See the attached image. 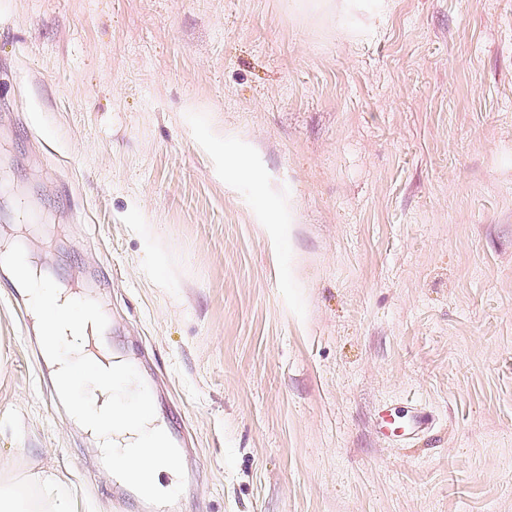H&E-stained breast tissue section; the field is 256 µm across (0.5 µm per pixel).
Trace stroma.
Wrapping results in <instances>:
<instances>
[{
    "label": "stroma",
    "mask_w": 512,
    "mask_h": 512,
    "mask_svg": "<svg viewBox=\"0 0 512 512\" xmlns=\"http://www.w3.org/2000/svg\"><path fill=\"white\" fill-rule=\"evenodd\" d=\"M391 4L0 0V240L104 305L176 512H512V0ZM11 282L0 458L114 512ZM336 4L342 25L359 36L367 32L372 20L387 12L390 0H336ZM224 170L227 172H234L236 174L245 175L251 181L264 184L266 176L263 170L253 165H249L244 156L241 154H225L224 156Z\"/></svg>",
    "instance_id": "35a3bbf8"
}]
</instances>
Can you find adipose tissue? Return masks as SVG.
<instances>
[{"instance_id": "obj_1", "label": "adipose tissue", "mask_w": 512, "mask_h": 512, "mask_svg": "<svg viewBox=\"0 0 512 512\" xmlns=\"http://www.w3.org/2000/svg\"><path fill=\"white\" fill-rule=\"evenodd\" d=\"M389 6L390 0H336L342 25L358 36ZM59 294V287L51 285L47 276H38L28 293V306L44 316L37 325L39 334L57 339L49 360L56 376L70 382L73 419L100 447L111 449L113 467L143 477L152 495L176 497L177 486H162L159 476L174 472L178 459L157 447L156 418L152 408L135 401L134 372L116 370L110 386L102 385L99 366L109 354L95 355L86 348L87 337L95 333L89 318L91 305L84 300L59 307ZM61 485L59 475L48 468L32 470L17 481L10 478L8 467L0 466V512H72Z\"/></svg>"}]
</instances>
